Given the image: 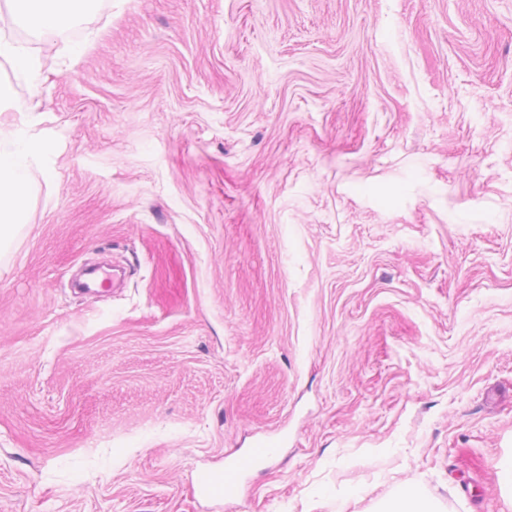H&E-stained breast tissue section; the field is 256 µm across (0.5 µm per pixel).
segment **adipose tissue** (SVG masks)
Masks as SVG:
<instances>
[{
  "instance_id": "ef3b65f1",
  "label": "adipose tissue",
  "mask_w": 512,
  "mask_h": 512,
  "mask_svg": "<svg viewBox=\"0 0 512 512\" xmlns=\"http://www.w3.org/2000/svg\"><path fill=\"white\" fill-rule=\"evenodd\" d=\"M82 0H11L12 17L43 36H52L69 26ZM32 147L17 139L0 148V236L8 232L26 210L25 180L19 174Z\"/></svg>"
}]
</instances>
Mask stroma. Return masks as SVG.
Wrapping results in <instances>:
<instances>
[{
  "mask_svg": "<svg viewBox=\"0 0 512 512\" xmlns=\"http://www.w3.org/2000/svg\"><path fill=\"white\" fill-rule=\"evenodd\" d=\"M23 52L0 512H508L512 0H88ZM277 453L274 441L267 438L255 441L252 447L225 462L224 469L203 472L196 485L199 495L212 500L227 498L240 486L247 474L274 459ZM381 512H436L434 506L425 500L414 486L399 489L396 497L386 510Z\"/></svg>",
  "mask_w": 512,
  "mask_h": 512,
  "instance_id": "35a3bbf8",
  "label": "stroma"
}]
</instances>
